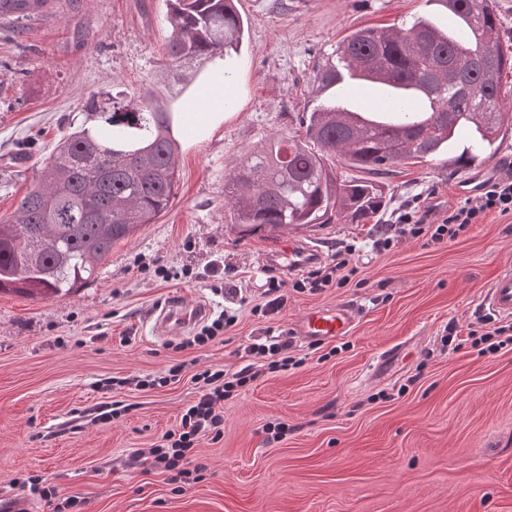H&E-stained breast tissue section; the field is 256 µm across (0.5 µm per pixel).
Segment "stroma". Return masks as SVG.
Returning <instances> with one entry per match:
<instances>
[{
  "label": "stroma",
  "instance_id": "obj_1",
  "mask_svg": "<svg viewBox=\"0 0 512 512\" xmlns=\"http://www.w3.org/2000/svg\"><path fill=\"white\" fill-rule=\"evenodd\" d=\"M45 12L0 17V218H10L90 95L151 91L180 112L210 88L216 64L178 80L165 57V0H52ZM248 26L227 65L234 83L223 122L177 131L176 195L156 223L116 243L94 278L67 296L0 293V500L52 512L21 479L39 476L76 501L71 512H512V351H442L448 326L479 324L478 300L512 264V215L491 213L452 241L410 240L372 251L380 224L411 205L439 221L458 169L447 156L399 165L381 181L380 221L241 235L224 205V177L275 134L302 133L324 100L311 82L338 43L364 27L426 18L447 26L435 0H239ZM295 237L331 257L356 244L359 270L343 287L287 291L282 309L258 307L266 255ZM223 276H210L211 265ZM185 270L165 279L159 268ZM200 300L209 317L235 314L223 339L180 349L156 330L173 299ZM357 308L351 332L318 345L294 337L297 368L267 373L224 403L219 440L196 453L203 479L174 486L149 451L198 397L195 373L240 368L239 351L266 329L292 334L314 307ZM401 349L376 371L387 348ZM177 379L148 390L132 376ZM127 410L98 422L112 402Z\"/></svg>",
  "mask_w": 512,
  "mask_h": 512
}]
</instances>
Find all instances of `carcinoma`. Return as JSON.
<instances>
[{
	"label": "carcinoma",
	"mask_w": 512,
	"mask_h": 512,
	"mask_svg": "<svg viewBox=\"0 0 512 512\" xmlns=\"http://www.w3.org/2000/svg\"><path fill=\"white\" fill-rule=\"evenodd\" d=\"M456 26L416 19L402 27L358 29L336 47V61L313 73L320 92L366 72L386 74L398 94L388 112L346 114L334 101L309 113L305 134L277 135L249 150L224 179L231 222L255 232L375 219L383 186L338 177L329 158L384 175L451 152L467 168L502 133V83L512 69L496 0H435ZM166 55L173 67L207 64L239 51L244 22L235 0H167ZM83 124L61 138L13 216L0 220V292L33 298L68 295L91 279L118 241L155 223L177 182L173 112L151 94L139 101L91 100Z\"/></svg>",
	"instance_id": "obj_1"
}]
</instances>
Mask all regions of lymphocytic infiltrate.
<instances>
[{
    "label": "lymphocytic infiltrate",
    "mask_w": 512,
    "mask_h": 512,
    "mask_svg": "<svg viewBox=\"0 0 512 512\" xmlns=\"http://www.w3.org/2000/svg\"><path fill=\"white\" fill-rule=\"evenodd\" d=\"M512 214V175L489 180L482 193L464 199L449 207L441 222L429 223L428 212L409 210L399 214L395 221L385 225L380 235L374 237L372 247L382 252L406 239L424 241L431 246L444 240H453L467 232L470 225L479 223L487 213ZM355 246L349 245L333 254L330 260L317 265L293 283L272 276L267 280L264 291L265 312L281 309L286 297L285 286L301 292H318L326 288L341 287L358 268L353 263ZM291 340L284 335L266 330L264 336L254 338L243 349L245 363L236 371L207 369L196 374L201 382V393L182 414L178 427L165 435V444L151 449L152 464L155 468L168 472L172 481L194 482L202 479L207 469L195 454V444L201 437H220L224 424V402L235 388L244 386L263 375L266 371L285 369L296 365L292 356Z\"/></svg>",
    "instance_id": "lymphocytic-infiltrate-1"
}]
</instances>
